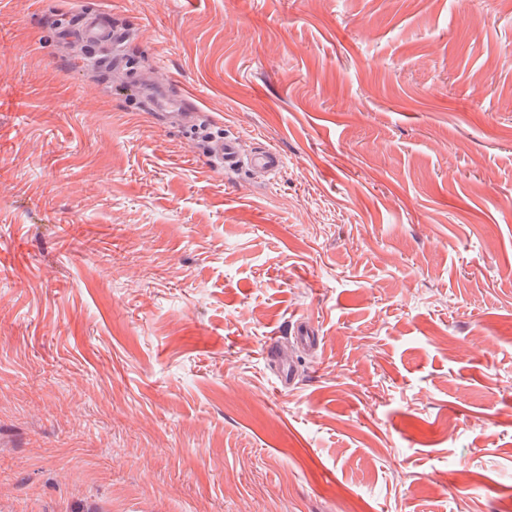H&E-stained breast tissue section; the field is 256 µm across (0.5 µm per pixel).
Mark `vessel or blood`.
Segmentation results:
<instances>
[{
    "label": "vessel or blood",
    "mask_w": 512,
    "mask_h": 512,
    "mask_svg": "<svg viewBox=\"0 0 512 512\" xmlns=\"http://www.w3.org/2000/svg\"><path fill=\"white\" fill-rule=\"evenodd\" d=\"M74 25L93 51L91 62L95 67L116 72L127 69L129 60L122 51V46L127 39L126 28L109 22L105 13L100 10L82 12ZM148 81V86L136 91L137 98L147 111L153 112L169 124H177L196 116L198 109L190 94L184 91L173 92V80L164 68H157L149 75ZM213 158L217 165L228 172L260 169L273 175L285 164L284 156L270 147L251 154L243 153L238 138L234 136L220 139ZM291 340L296 351L315 350L318 338L312 321L305 317L293 321ZM280 344L279 338H272L266 348V356L277 362L274 377L277 388L286 390L295 385L296 361L293 355L280 352Z\"/></svg>",
    "instance_id": "b4317fda"
}]
</instances>
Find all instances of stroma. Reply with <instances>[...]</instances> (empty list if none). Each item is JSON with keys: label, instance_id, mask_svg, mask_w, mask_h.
Here are the masks:
<instances>
[{"label": "stroma", "instance_id": "35a3bbf8", "mask_svg": "<svg viewBox=\"0 0 512 512\" xmlns=\"http://www.w3.org/2000/svg\"><path fill=\"white\" fill-rule=\"evenodd\" d=\"M89 7L204 137L85 64ZM94 500L512 507V0H0V512ZM145 82L147 87L136 88V97L148 112L164 119L167 124H177L195 117L200 112L194 105L189 93L184 90L173 93L174 81L165 69L158 67ZM212 157L225 172L261 169L274 175L285 164L284 156L270 147L261 148L252 154H244L240 149L238 138L234 136H225L220 139ZM291 340L293 347L302 352H310L317 348L318 336L309 318L301 317L291 323ZM280 344V336H274L265 353L271 360L277 357V370L274 377L276 387L280 390H288L295 386L296 361L292 355L278 351Z\"/></svg>", "mask_w": 512, "mask_h": 512}]
</instances>
